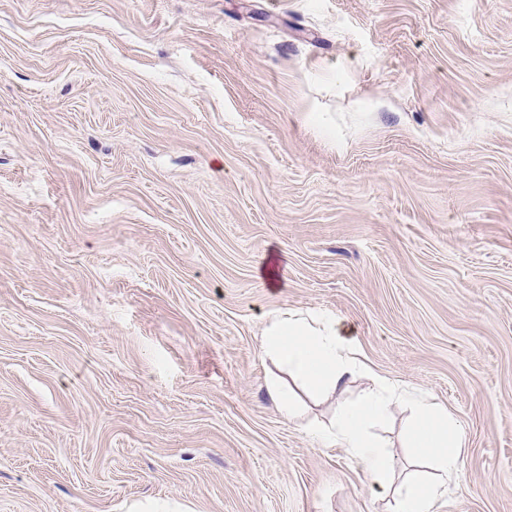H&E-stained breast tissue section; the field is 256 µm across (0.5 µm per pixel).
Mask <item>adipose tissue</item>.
Wrapping results in <instances>:
<instances>
[{"instance_id": "ef3b65f1", "label": "adipose tissue", "mask_w": 512, "mask_h": 512, "mask_svg": "<svg viewBox=\"0 0 512 512\" xmlns=\"http://www.w3.org/2000/svg\"><path fill=\"white\" fill-rule=\"evenodd\" d=\"M263 351L296 387L335 399L329 424L310 428L309 433L322 445L343 448L364 472L371 490L390 499L389 512H433L449 475L458 469L463 446L460 425L449 418L446 408L425 397L409 398L408 444L432 474L414 471L399 482L391 458L368 434L373 425L388 420L399 392L377 376L357 398L346 399L361 363L354 347L337 334L334 318L285 313L265 327Z\"/></svg>"}]
</instances>
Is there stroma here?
<instances>
[{"instance_id":"obj_1","label":"stroma","mask_w":512,"mask_h":512,"mask_svg":"<svg viewBox=\"0 0 512 512\" xmlns=\"http://www.w3.org/2000/svg\"><path fill=\"white\" fill-rule=\"evenodd\" d=\"M287 310L512 512V0H0V512H385L266 394Z\"/></svg>"}]
</instances>
